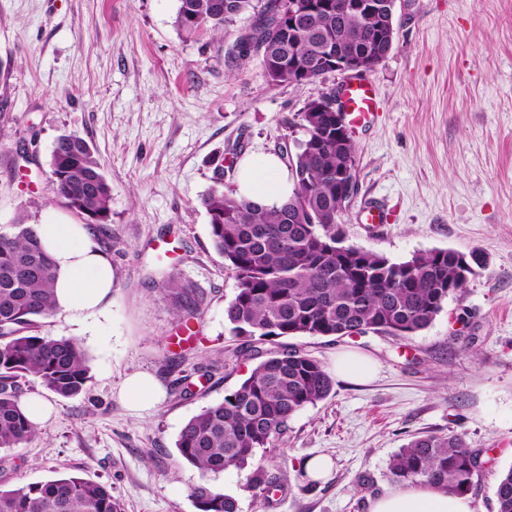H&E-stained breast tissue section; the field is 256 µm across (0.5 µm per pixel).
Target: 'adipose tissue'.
Here are the masks:
<instances>
[{"label": "adipose tissue", "instance_id": "1", "mask_svg": "<svg viewBox=\"0 0 512 512\" xmlns=\"http://www.w3.org/2000/svg\"><path fill=\"white\" fill-rule=\"evenodd\" d=\"M293 186L278 158L245 157L239 167L241 196L272 206L288 198ZM36 232L57 269L55 310L79 319L103 313L112 302V265L85 225L42 223ZM370 512H472L467 497L420 485L376 499Z\"/></svg>", "mask_w": 512, "mask_h": 512}]
</instances>
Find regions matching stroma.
Instances as JSON below:
<instances>
[{"mask_svg": "<svg viewBox=\"0 0 512 512\" xmlns=\"http://www.w3.org/2000/svg\"><path fill=\"white\" fill-rule=\"evenodd\" d=\"M178 0H0V233L17 218L82 223L52 190L56 138L74 133L96 150L112 185L111 220L95 241L112 264V304L101 316L46 319L41 333L84 347L91 381L62 398L23 379L24 397L55 414L14 451L7 485L74 473L110 486L125 512H195L193 486L208 481L239 512H370L398 490L390 456L412 436L455 431L482 451L468 495L472 512H495L496 475L512 467V0H397L396 38L368 75L380 109L355 130L358 191L340 215L344 242L395 261L435 248L482 253L486 265L435 321L403 339L298 336L289 345L334 373L331 394L291 417L275 447L255 460L276 478L265 497L248 470L201 476L178 454L184 424L247 378L224 309L235 280L214 249L202 197L233 156L297 147L308 101L338 93L336 72L300 85L271 83L260 53L226 61L255 20L187 36L174 25ZM384 202L390 224L357 223L360 204ZM204 298L183 325L163 286L167 275ZM477 336L475 347L467 339ZM181 352L183 362L168 358ZM368 356L366 381L336 375V358ZM156 377L166 396L132 411L126 376ZM326 455L317 485L300 478Z\"/></svg>", "mask_w": 512, "mask_h": 512, "instance_id": "1", "label": "stroma"}]
</instances>
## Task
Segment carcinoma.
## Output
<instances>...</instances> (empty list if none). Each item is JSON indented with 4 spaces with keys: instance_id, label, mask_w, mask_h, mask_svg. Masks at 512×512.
Returning <instances> with one entry per match:
<instances>
[{
    "instance_id": "cac0c4a2",
    "label": "carcinoma",
    "mask_w": 512,
    "mask_h": 512,
    "mask_svg": "<svg viewBox=\"0 0 512 512\" xmlns=\"http://www.w3.org/2000/svg\"><path fill=\"white\" fill-rule=\"evenodd\" d=\"M176 27L222 32L253 0H178ZM295 0H269L253 27L256 48L269 80L300 83L288 69L296 61L313 82L329 73L323 57L338 50L377 66L395 40L394 16L353 14L350 0H316V13L293 26ZM305 139L288 168L294 182L286 201L271 207L224 193L223 169L202 198L210 235L233 275L234 297L224 309L240 350L268 338L289 336L396 337L427 329L448 298L483 268L478 251L431 249L402 261L345 245L339 217L345 187L356 179L353 138L336 137V113L318 112L315 101L299 113ZM55 194L72 212L86 217L93 232L110 219L112 186L93 147L75 134L60 136L51 154ZM10 235L0 234V449L19 448L36 435L22 410L19 380L31 376L62 398L81 394L91 380L86 353L74 339L39 334L54 315L56 271L27 219ZM165 283L179 298V312L200 313L201 299L174 276ZM333 378L315 358L295 347L270 352L235 390L212 402L182 427L176 448L202 475L243 469L256 450L273 446L288 420L332 392ZM481 450L462 433L413 436L388 462L396 483L428 485L467 495L481 473ZM262 492L274 486L263 466L249 478ZM196 512H238L237 501L208 482L194 486ZM496 512H512V468L496 482ZM0 512H123L112 488L76 475L7 487L0 483Z\"/></svg>"
}]
</instances>
